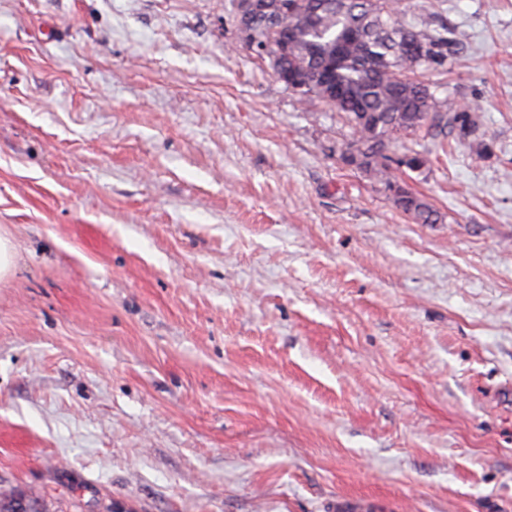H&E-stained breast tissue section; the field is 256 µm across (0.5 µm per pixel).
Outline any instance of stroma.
<instances>
[{"mask_svg": "<svg viewBox=\"0 0 512 512\" xmlns=\"http://www.w3.org/2000/svg\"><path fill=\"white\" fill-rule=\"evenodd\" d=\"M236 0H0V498L42 512H512V0L405 139L417 224Z\"/></svg>", "mask_w": 512, "mask_h": 512, "instance_id": "1", "label": "stroma"}]
</instances>
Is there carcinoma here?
<instances>
[{
    "mask_svg": "<svg viewBox=\"0 0 512 512\" xmlns=\"http://www.w3.org/2000/svg\"><path fill=\"white\" fill-rule=\"evenodd\" d=\"M271 19L245 20L236 14L244 43L272 69L301 80L299 100L316 98L340 115L350 137L336 143V154L393 192L395 205L416 224H437L441 216L424 199L401 185L393 171H420L428 154L404 149L391 152L400 136L424 133L433 139L472 137L477 128L473 104L449 112L430 91L425 75L448 67L453 39L433 14L406 20L402 0H278ZM23 503L40 512L37 500L24 494L0 500V512Z\"/></svg>",
    "mask_w": 512,
    "mask_h": 512,
    "instance_id": "1",
    "label": "carcinoma"
}]
</instances>
